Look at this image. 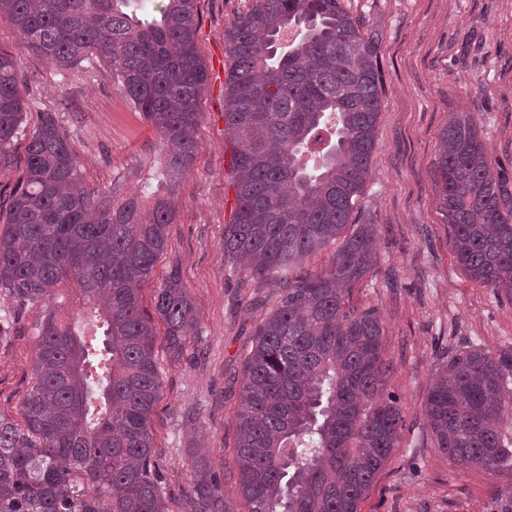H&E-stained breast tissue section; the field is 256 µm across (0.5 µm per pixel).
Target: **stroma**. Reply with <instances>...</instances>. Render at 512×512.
I'll use <instances>...</instances> for the list:
<instances>
[{
	"instance_id": "1",
	"label": "stroma",
	"mask_w": 512,
	"mask_h": 512,
	"mask_svg": "<svg viewBox=\"0 0 512 512\" xmlns=\"http://www.w3.org/2000/svg\"><path fill=\"white\" fill-rule=\"evenodd\" d=\"M379 33L380 95L371 177L355 224H376L377 262L350 292L352 306L378 312L389 386L400 397L405 430L377 473L360 512H488L494 476L450 463L434 448L424 401L443 351L512 345V295L471 280L448 243L438 209L439 137L453 112L472 113L491 160L512 190V0H344ZM252 0H197V47L208 71L200 100L199 151L175 188L168 249L154 267L151 300L179 267L194 303L196 330L181 355L157 338L163 396L152 417L155 453L169 512H191V460L203 449L230 507L244 512L234 457L235 414L243 362L256 325L281 292L252 280L224 257V226L234 192L224 129V82L230 60L224 31ZM0 49L13 53L31 108L13 146L24 159L28 133L56 113L81 159L89 190L114 199L156 190L164 153L152 126L112 84L109 69L83 62L59 73L25 50L0 19ZM71 108H58L60 97ZM44 304L23 308L0 298L16 334L0 345V414L18 418L33 380Z\"/></svg>"
}]
</instances>
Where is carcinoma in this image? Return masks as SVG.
Segmentation results:
<instances>
[{"mask_svg": "<svg viewBox=\"0 0 512 512\" xmlns=\"http://www.w3.org/2000/svg\"><path fill=\"white\" fill-rule=\"evenodd\" d=\"M133 0H0L19 43L58 71L90 58L156 130L159 182L174 185L198 152L208 73L198 52L197 0H162L160 18ZM381 41L343 0H252L224 30V84L235 203L224 255L283 285L256 326L235 415L237 483L248 512H358L398 447L404 416L388 387L384 330L349 304L372 270L377 225L347 229L370 175L382 109ZM30 99L13 54L0 49V171ZM439 210L464 272L512 294V196L468 112L443 128ZM0 227V292L49 304L75 283L85 325L49 312L39 326L34 382L21 422L0 415V512H166L152 415L162 396L155 321L178 354L196 315L179 269L142 306L168 248L171 192L116 202L87 189L67 130L43 113L22 181ZM336 245L328 267L311 254ZM512 346L448 354L425 400L434 447L451 462L509 481L491 512H512ZM195 509L230 512L196 457Z\"/></svg>", "mask_w": 512, "mask_h": 512, "instance_id": "1", "label": "carcinoma"}]
</instances>
